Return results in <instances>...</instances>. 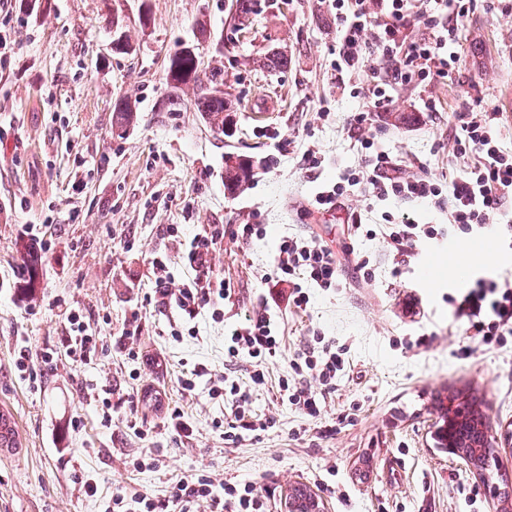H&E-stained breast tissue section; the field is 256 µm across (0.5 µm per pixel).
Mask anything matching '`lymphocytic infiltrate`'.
<instances>
[{"label":"lymphocytic infiltrate","mask_w":512,"mask_h":512,"mask_svg":"<svg viewBox=\"0 0 512 512\" xmlns=\"http://www.w3.org/2000/svg\"><path fill=\"white\" fill-rule=\"evenodd\" d=\"M336 16V57L331 66L337 73L365 68L376 59L362 93L370 100L368 109L353 113L352 128L361 130L360 146L368 150L364 166L347 170L339 181L318 191L313 206L318 210L342 207L351 192L363 191L366 201L427 202L447 208L449 233L466 235L499 231L512 239V155L499 141L502 115L498 112L456 114L452 132V153L464 158L463 169L450 173L447 184L426 176L405 177L390 155L374 148L364 131L374 112H385L394 103L396 86H420L448 79L460 60L459 30L477 0H328ZM422 28L426 37L412 36ZM351 237L381 235L398 255H411L421 239L437 238L433 225L420 224L408 216L385 213L379 230L365 229L359 213L347 217ZM245 243L264 238L265 225L256 213L231 232L216 228L195 234L185 243L179 257L182 266L193 271L190 279L177 277L167 259L154 258L152 271L155 292L173 309L182 322L196 318L204 307H212L213 317L231 301L236 289L231 280L216 274L211 257L224 236ZM340 261L321 240L309 235L282 237L268 270L262 275L265 287L257 307L244 324L227 336L224 349L229 359L254 366L250 385L224 380L212 392L224 399L225 430L228 441H242L265 430L266 421L254 415L253 388L265 382L263 365L281 354L283 333L280 314L283 306L306 311L312 289L339 288ZM452 316L463 326L467 338L486 347L506 345L512 337V279L477 278L474 285L450 297ZM309 346L290 362L288 378L279 382V393L308 419L320 416L327 395L336 389V380L345 374L348 362L343 350L326 338L321 329L311 331ZM172 499L179 512H270L265 487L253 482L214 483L209 477L188 476L173 488Z\"/></svg>","instance_id":"f902f5d3"}]
</instances>
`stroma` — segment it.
<instances>
[{
    "instance_id": "35a3bbf8",
    "label": "stroma",
    "mask_w": 512,
    "mask_h": 512,
    "mask_svg": "<svg viewBox=\"0 0 512 512\" xmlns=\"http://www.w3.org/2000/svg\"><path fill=\"white\" fill-rule=\"evenodd\" d=\"M231 0H44L30 12L0 14L12 33V54L0 56V412L10 415L17 445L0 448V512H104L113 494L165 499L190 474L214 481H254L267 487L271 512H285L290 489L306 486L324 512H502L489 484L439 447L438 400L477 399L497 465L512 472V342L475 346L459 354L466 335L448 298L482 273L512 276V248L494 234L482 240L497 259L475 262L464 280L440 273L427 283L429 259L446 260L447 240H421L411 261L395 256L382 237L349 239L346 217L360 212L378 224L401 211L422 224H444L447 212L413 203L366 204L357 193L342 208L311 207L322 186L365 161L349 117L367 98L359 71L337 79L331 62L336 17L325 0H254L239 29ZM128 47L113 51L115 39ZM461 61L450 79L399 86L391 111L373 116L376 147L403 173L433 179L459 168L448 142L455 113L478 107L503 112L512 93V15L480 0L461 31ZM194 46L201 78L220 71L234 106L233 123L216 132L195 106L193 86L174 87L170 54ZM273 47L285 48L283 70L257 67ZM136 111L123 132L112 127L113 105ZM436 104L422 111L423 102ZM502 148L512 154V111L503 112ZM290 139L276 166L273 133ZM314 150L319 168L305 166ZM253 160L245 191L224 190V158ZM258 211L270 225L266 239H224L212 265L230 278L236 295L223 319L204 308L192 324L173 310L145 303L153 289V257L177 259L180 239L219 224L241 223ZM308 234L336 254L369 253L373 284L343 262V286L316 292L307 311L287 309L280 357L266 384L252 393L253 408L269 425L258 436L227 443L224 401L212 382L246 379L249 363H229L224 336L256 306L260 277L282 235ZM41 257L37 284L23 290L15 273L23 245ZM79 312L98 341L92 362L64 345L67 316ZM141 315L138 338H122L132 312ZM176 323V322H175ZM345 347L349 375L336 382L318 421L282 401L278 382L303 348L311 328ZM423 333L429 346H416ZM27 348L40 387L15 368ZM199 370L193 391L178 383ZM165 392L189 434L171 428L164 411L147 402ZM112 422L103 425L104 403ZM98 486L84 492L85 480Z\"/></svg>"
}]
</instances>
